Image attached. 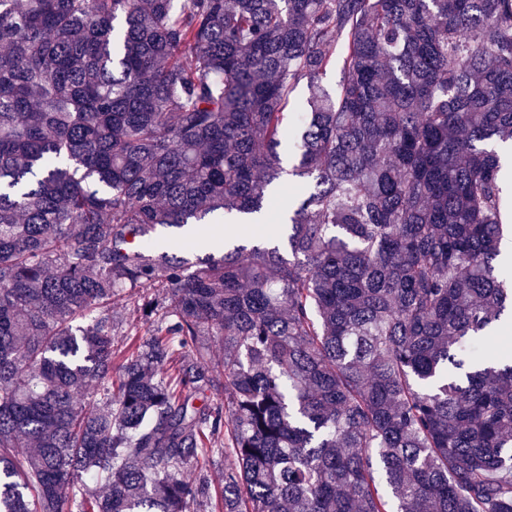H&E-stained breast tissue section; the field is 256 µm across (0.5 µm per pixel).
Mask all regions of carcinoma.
<instances>
[{
	"instance_id": "obj_1",
	"label": "carcinoma",
	"mask_w": 512,
	"mask_h": 512,
	"mask_svg": "<svg viewBox=\"0 0 512 512\" xmlns=\"http://www.w3.org/2000/svg\"><path fill=\"white\" fill-rule=\"evenodd\" d=\"M510 141L512 0H0V512H512ZM138 293V288L135 289H127L124 291L123 294L120 296H116L114 300H112V312L119 313L124 317V321L122 324V327L120 329L121 334H129L128 339L125 341V349L129 347L130 341L129 337L135 336L134 334L137 333L140 336L143 335L147 329V325L143 323L142 320L139 318H136V316L130 315V312L128 310V307L126 304L129 302V296H135ZM136 328H133L132 326H135Z\"/></svg>"
}]
</instances>
